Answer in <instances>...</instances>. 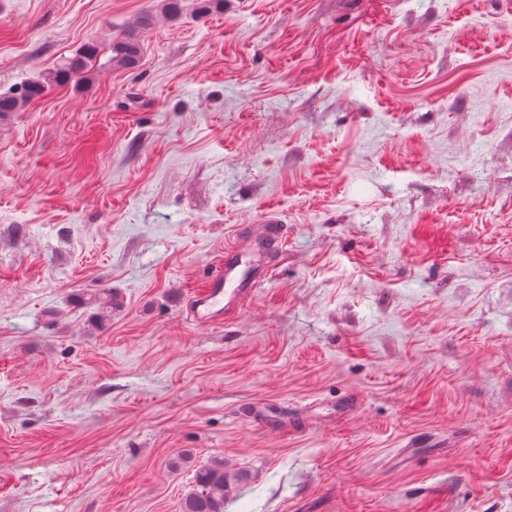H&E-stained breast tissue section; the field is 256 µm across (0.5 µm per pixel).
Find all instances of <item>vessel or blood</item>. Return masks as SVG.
I'll return each instance as SVG.
<instances>
[{
	"mask_svg": "<svg viewBox=\"0 0 512 512\" xmlns=\"http://www.w3.org/2000/svg\"><path fill=\"white\" fill-rule=\"evenodd\" d=\"M284 229L279 220L265 216L260 223L238 226L231 243L224 248V260L190 300L195 320L214 325L234 315L266 278L267 255L280 248Z\"/></svg>",
	"mask_w": 512,
	"mask_h": 512,
	"instance_id": "obj_1",
	"label": "vessel or blood"
}]
</instances>
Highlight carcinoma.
Instances as JSON below:
<instances>
[{
    "instance_id": "1",
    "label": "carcinoma",
    "mask_w": 512,
    "mask_h": 512,
    "mask_svg": "<svg viewBox=\"0 0 512 512\" xmlns=\"http://www.w3.org/2000/svg\"><path fill=\"white\" fill-rule=\"evenodd\" d=\"M192 6L198 15L207 16L223 12L224 0H192ZM160 8L165 16L174 20L187 9V0H160ZM151 25L152 16L144 14L133 28L112 38L107 63L118 68L136 67L142 55V33ZM99 52L97 44H87L73 56L64 59L44 79L27 80L0 93V117L18 112L40 98L51 82L64 84L73 78L86 77ZM117 306L116 296L110 291L107 292V300L98 305L99 322L103 324L109 321ZM240 479V474L227 471L224 459H211L195 470L190 490L180 502L179 512H224V502Z\"/></svg>"
}]
</instances>
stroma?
I'll return each mask as SVG.
<instances>
[{"instance_id": "stroma-1", "label": "stroma", "mask_w": 512, "mask_h": 512, "mask_svg": "<svg viewBox=\"0 0 512 512\" xmlns=\"http://www.w3.org/2000/svg\"><path fill=\"white\" fill-rule=\"evenodd\" d=\"M158 4L0 0V91L154 15L0 120V512H178L216 457L224 512H512V0ZM152 21L150 14H144L133 28L113 37L107 63L118 68L136 67L142 55V33L152 25ZM283 238V225L271 215L260 224L238 226L232 242L224 246L220 268L192 295L195 320L214 325L238 312L269 274L265 259L274 248L281 249Z\"/></svg>"}]
</instances>
